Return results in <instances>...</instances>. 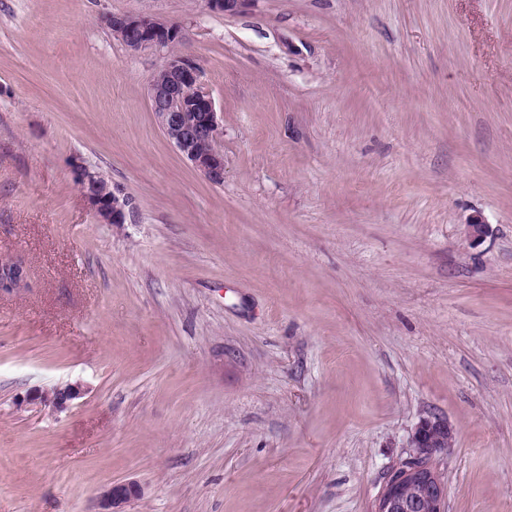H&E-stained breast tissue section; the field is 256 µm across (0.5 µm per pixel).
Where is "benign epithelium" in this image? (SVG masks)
<instances>
[{
  "mask_svg": "<svg viewBox=\"0 0 512 512\" xmlns=\"http://www.w3.org/2000/svg\"><path fill=\"white\" fill-rule=\"evenodd\" d=\"M254 0H207L214 10L238 14ZM112 35L133 52L163 55V70L148 81V99L168 141L203 176L214 184L224 182V154L218 143L224 134L222 113L202 82L198 69L174 45L183 41L182 29L146 15H114ZM72 177L89 208L104 224H133L138 207L119 186L112 191L92 188L96 174L84 162L72 164ZM84 394L80 382L28 393L24 402L63 411ZM455 441L448 419L428 414L411 429L407 455L387 473L373 503V512H444L448 484L437 468L441 455ZM143 496L133 481L114 482L101 494L97 512H124L122 506Z\"/></svg>",
  "mask_w": 512,
  "mask_h": 512,
  "instance_id": "1",
  "label": "benign epithelium"
}]
</instances>
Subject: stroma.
Masks as SVG:
<instances>
[{"label": "stroma", "instance_id": "stroma-1", "mask_svg": "<svg viewBox=\"0 0 512 512\" xmlns=\"http://www.w3.org/2000/svg\"><path fill=\"white\" fill-rule=\"evenodd\" d=\"M115 14L182 27L222 184ZM1 259L28 286L0 290V512L124 480L126 512H371L426 414L456 430L445 512H512V0H0ZM72 177L79 187L82 197L89 208L104 224H133L138 217V207L125 190L112 185V192H95L92 185L96 181V174L92 168L80 160L72 164ZM84 391L82 383H67L51 390H34V392L28 393L23 403H39L52 407L57 411H63L69 408L74 400L80 398L84 394Z\"/></svg>", "mask_w": 512, "mask_h": 512}]
</instances>
